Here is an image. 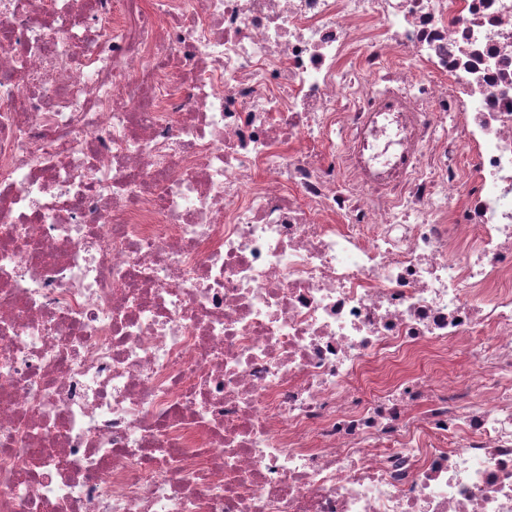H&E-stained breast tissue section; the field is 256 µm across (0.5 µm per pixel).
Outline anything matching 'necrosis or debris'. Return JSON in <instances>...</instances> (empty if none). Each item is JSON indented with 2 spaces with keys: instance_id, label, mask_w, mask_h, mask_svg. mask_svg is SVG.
<instances>
[{
  "instance_id": "obj_1",
  "label": "necrosis or debris",
  "mask_w": 512,
  "mask_h": 512,
  "mask_svg": "<svg viewBox=\"0 0 512 512\" xmlns=\"http://www.w3.org/2000/svg\"><path fill=\"white\" fill-rule=\"evenodd\" d=\"M0 512H512V0H0Z\"/></svg>"
}]
</instances>
